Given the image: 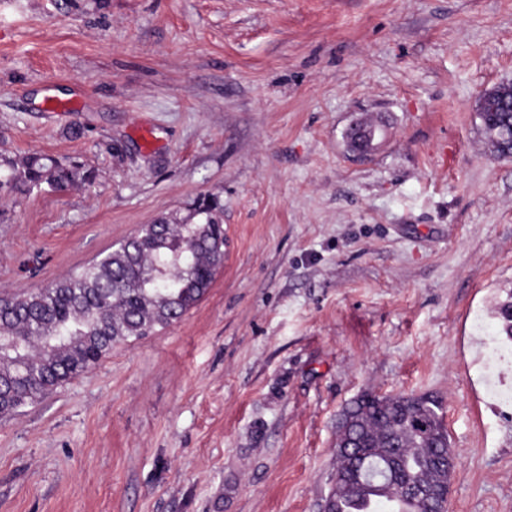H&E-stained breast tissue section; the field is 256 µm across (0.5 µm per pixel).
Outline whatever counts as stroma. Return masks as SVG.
Segmentation results:
<instances>
[{
    "mask_svg": "<svg viewBox=\"0 0 512 512\" xmlns=\"http://www.w3.org/2000/svg\"><path fill=\"white\" fill-rule=\"evenodd\" d=\"M504 82L512 0H0V155L96 174L0 190V295L203 195L227 238L180 320L0 419V512H323L365 391L441 403L449 512H512ZM506 86L509 92L506 93ZM504 102H512V83L486 91L479 100L478 114L488 136L491 152L498 158L512 156V117L510 109H502Z\"/></svg>",
    "mask_w": 512,
    "mask_h": 512,
    "instance_id": "stroma-1",
    "label": "stroma"
}]
</instances>
